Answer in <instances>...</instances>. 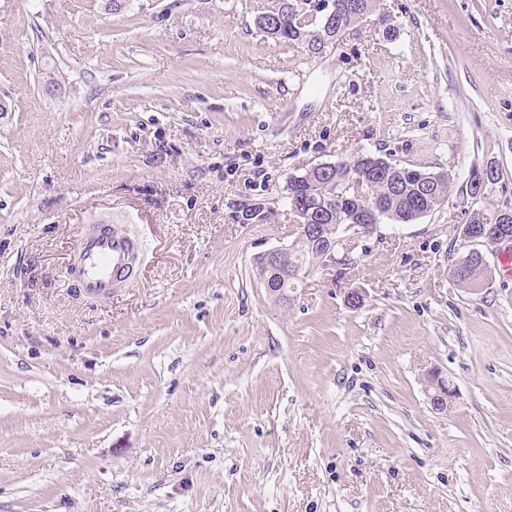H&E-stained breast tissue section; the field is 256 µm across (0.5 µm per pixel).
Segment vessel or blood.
Here are the masks:
<instances>
[{
    "label": "vessel or blood",
    "instance_id": "1",
    "mask_svg": "<svg viewBox=\"0 0 512 512\" xmlns=\"http://www.w3.org/2000/svg\"><path fill=\"white\" fill-rule=\"evenodd\" d=\"M137 257L136 242L119 227L90 225L77 242L73 285L88 299H108L130 278Z\"/></svg>",
    "mask_w": 512,
    "mask_h": 512
}]
</instances>
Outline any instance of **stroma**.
I'll return each mask as SVG.
<instances>
[{"label":"stroma","instance_id":"35a3bbf8","mask_svg":"<svg viewBox=\"0 0 512 512\" xmlns=\"http://www.w3.org/2000/svg\"><path fill=\"white\" fill-rule=\"evenodd\" d=\"M120 2L0 0V512H512V280L450 276L512 208V0H377L319 55L272 0ZM358 149L448 198L275 302L288 174ZM101 219L141 252L99 303L67 268ZM427 398L432 408L440 413L447 412L454 397L448 380L439 373H432L427 379Z\"/></svg>","mask_w":512,"mask_h":512}]
</instances>
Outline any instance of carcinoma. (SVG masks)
Listing matches in <instances>:
<instances>
[{
    "instance_id": "carcinoma-1",
    "label": "carcinoma",
    "mask_w": 512,
    "mask_h": 512,
    "mask_svg": "<svg viewBox=\"0 0 512 512\" xmlns=\"http://www.w3.org/2000/svg\"><path fill=\"white\" fill-rule=\"evenodd\" d=\"M294 0H281L278 20L280 28L270 30L267 15L260 14L256 24L272 38L288 43L301 44L316 51L330 32V25L319 18L320 27L310 29L311 23L303 13H297L292 7ZM340 9L336 26L355 25L364 15L375 10V0H338ZM357 173L371 189L370 201L381 205L383 214L379 220H389L395 224H409L422 213H429L440 206L451 192L452 181L447 173L426 172L412 166L390 165L386 158L371 152H362L354 164L331 172L329 178L344 180ZM326 178L318 174L307 176L306 172H297V177L288 181V205L298 209L300 219L309 224L324 226L325 235H330L343 224L362 223L364 207L360 203L338 201L321 186ZM236 219L243 224H261L268 218L265 207L260 203L244 204L235 211ZM292 258L304 267L319 261V251L308 242L300 241L293 249ZM464 263L469 267L465 278H456L454 282L464 288L474 287L482 275V262L479 256L468 254Z\"/></svg>"
}]
</instances>
